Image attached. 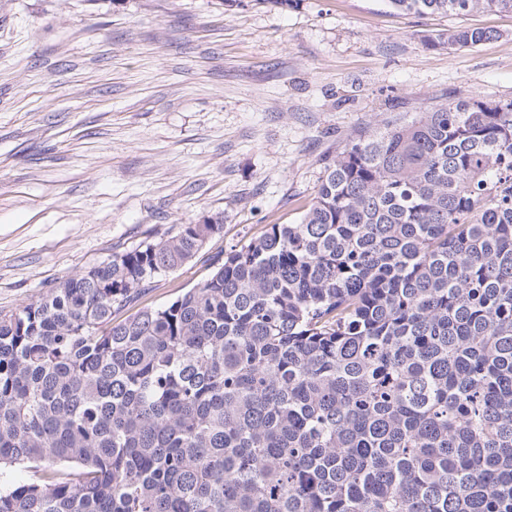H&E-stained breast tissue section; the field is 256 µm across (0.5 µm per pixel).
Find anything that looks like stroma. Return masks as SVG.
<instances>
[{"label": "stroma", "instance_id": "1", "mask_svg": "<svg viewBox=\"0 0 512 512\" xmlns=\"http://www.w3.org/2000/svg\"><path fill=\"white\" fill-rule=\"evenodd\" d=\"M457 29L472 48L432 49ZM465 95L512 100V13L386 0H0V311L180 225L224 228L139 301L296 224L358 131ZM491 34L480 29H459L448 31V34H439L436 38L428 42V46L432 48L448 47V50L473 47L486 39Z\"/></svg>", "mask_w": 512, "mask_h": 512}]
</instances>
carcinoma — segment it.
<instances>
[{
	"label": "carcinoma",
	"instance_id": "obj_1",
	"mask_svg": "<svg viewBox=\"0 0 512 512\" xmlns=\"http://www.w3.org/2000/svg\"><path fill=\"white\" fill-rule=\"evenodd\" d=\"M222 229L183 224L0 312V470L32 472L0 512H512V101L361 131L299 223L112 321Z\"/></svg>",
	"mask_w": 512,
	"mask_h": 512
}]
</instances>
